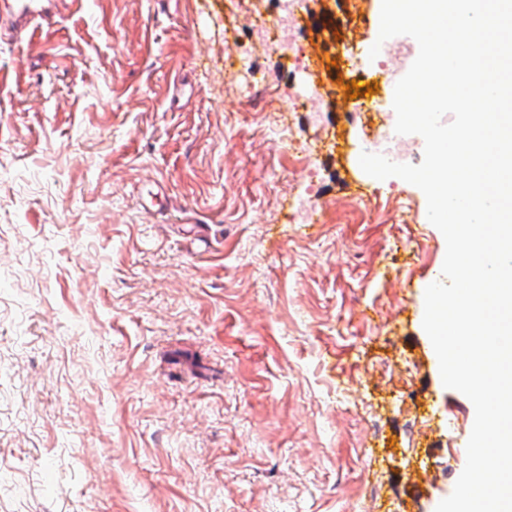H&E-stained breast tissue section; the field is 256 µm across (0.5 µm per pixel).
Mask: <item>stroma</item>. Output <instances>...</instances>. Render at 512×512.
I'll list each match as a JSON object with an SVG mask.
<instances>
[{
  "label": "stroma",
  "instance_id": "35a3bbf8",
  "mask_svg": "<svg viewBox=\"0 0 512 512\" xmlns=\"http://www.w3.org/2000/svg\"><path fill=\"white\" fill-rule=\"evenodd\" d=\"M380 10L303 0L308 71L243 31L275 0H87L0 36L19 76L0 95V512H435L452 493L475 410L423 329L446 242L419 188L359 164L396 116L386 82L382 112H353L332 66ZM312 88L319 116L288 111ZM309 199L320 223L297 221Z\"/></svg>",
  "mask_w": 512,
  "mask_h": 512
}]
</instances>
